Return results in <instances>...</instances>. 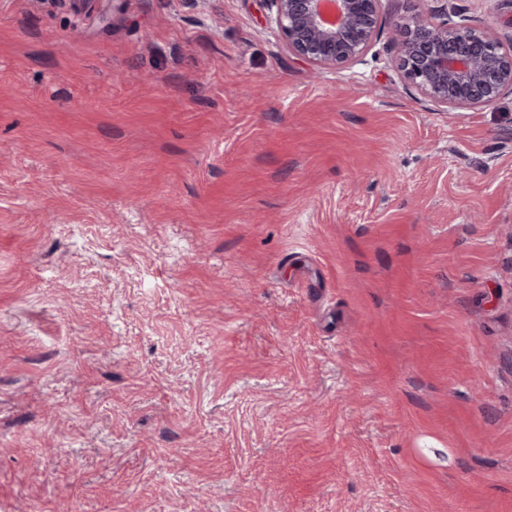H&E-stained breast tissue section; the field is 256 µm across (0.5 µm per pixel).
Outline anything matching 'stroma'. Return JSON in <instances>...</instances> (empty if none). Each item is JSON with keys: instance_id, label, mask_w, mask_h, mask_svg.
<instances>
[{"instance_id": "stroma-1", "label": "stroma", "mask_w": 512, "mask_h": 512, "mask_svg": "<svg viewBox=\"0 0 512 512\" xmlns=\"http://www.w3.org/2000/svg\"><path fill=\"white\" fill-rule=\"evenodd\" d=\"M381 0L318 70L265 0H0V512H512V93ZM401 79L444 107L488 105L512 92V44L442 15L415 13L394 24Z\"/></svg>"}]
</instances>
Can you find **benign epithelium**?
Returning <instances> with one entry per match:
<instances>
[{"label": "benign epithelium", "mask_w": 512, "mask_h": 512, "mask_svg": "<svg viewBox=\"0 0 512 512\" xmlns=\"http://www.w3.org/2000/svg\"><path fill=\"white\" fill-rule=\"evenodd\" d=\"M288 48L321 69L362 60L379 29L381 0H268ZM401 79L446 108L488 105L512 92V45L444 12L394 24Z\"/></svg>", "instance_id": "1"}]
</instances>
